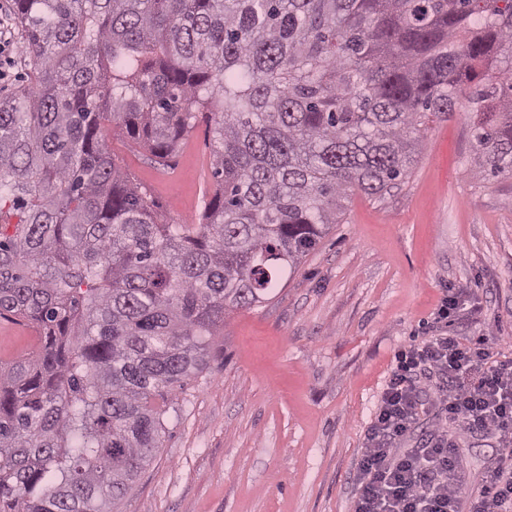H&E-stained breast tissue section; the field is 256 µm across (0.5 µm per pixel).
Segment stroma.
<instances>
[{
  "label": "stroma",
  "instance_id": "stroma-1",
  "mask_svg": "<svg viewBox=\"0 0 512 512\" xmlns=\"http://www.w3.org/2000/svg\"><path fill=\"white\" fill-rule=\"evenodd\" d=\"M0 0V98L25 85L26 41ZM212 115L162 165L117 129L109 147L172 224H200L215 190ZM459 107L418 134L410 176L354 192L342 221L275 288L234 312L205 369L176 391L152 462L120 512H349L355 466L396 353L431 335L446 291L474 295L453 325L512 357V172L473 174Z\"/></svg>",
  "mask_w": 512,
  "mask_h": 512
}]
</instances>
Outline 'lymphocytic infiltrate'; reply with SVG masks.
I'll return each mask as SVG.
<instances>
[{
    "label": "lymphocytic infiltrate",
    "instance_id": "f902f5d3",
    "mask_svg": "<svg viewBox=\"0 0 512 512\" xmlns=\"http://www.w3.org/2000/svg\"><path fill=\"white\" fill-rule=\"evenodd\" d=\"M469 295L444 296L435 320L441 331L395 356L356 464L352 512H512V358H494L486 338L449 328ZM449 426L410 445L422 414ZM476 434L500 446L479 476L467 474L459 448Z\"/></svg>",
    "mask_w": 512,
    "mask_h": 512
}]
</instances>
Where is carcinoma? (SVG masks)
<instances>
[{"label": "carcinoma", "mask_w": 512, "mask_h": 512, "mask_svg": "<svg viewBox=\"0 0 512 512\" xmlns=\"http://www.w3.org/2000/svg\"><path fill=\"white\" fill-rule=\"evenodd\" d=\"M29 83L0 99V512H112L161 447L172 392L232 312L265 301L356 190L408 176L470 87L474 172L512 171V0H13ZM215 195L167 223L112 157L159 163L196 113Z\"/></svg>", "instance_id": "obj_1"}]
</instances>
